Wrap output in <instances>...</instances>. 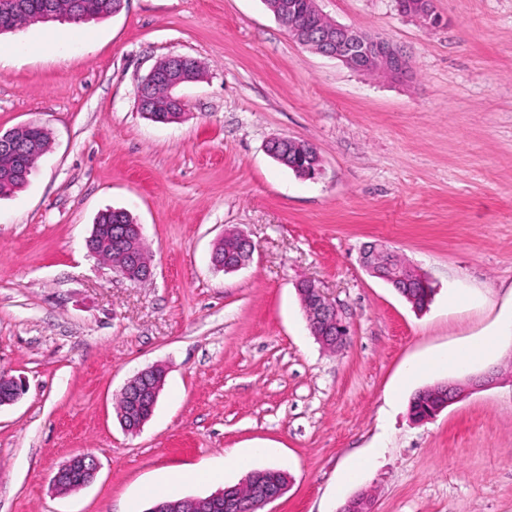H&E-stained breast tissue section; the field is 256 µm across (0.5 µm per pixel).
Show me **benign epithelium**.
Segmentation results:
<instances>
[{
	"label": "benign epithelium",
	"mask_w": 512,
	"mask_h": 512,
	"mask_svg": "<svg viewBox=\"0 0 512 512\" xmlns=\"http://www.w3.org/2000/svg\"><path fill=\"white\" fill-rule=\"evenodd\" d=\"M398 10L406 15L434 24L438 17L434 12V0H413L410 6H405L403 0H396ZM300 4L291 0L286 5H271L276 12L288 13V36L295 42L306 46L324 56L341 61L353 71L383 75L392 78L402 77L409 71L407 56L397 45L389 41L363 32L357 28L346 26L329 20L320 10H315L313 20L302 22L296 18ZM171 68L165 74L152 69L137 87V102L141 111L153 113L152 120L169 123L180 119L178 113L183 111V101L175 89L198 80L193 67L186 63L185 57L175 55L170 57ZM158 82L168 86V96L159 101L153 96V88ZM33 127L31 123L18 125L0 135V148L10 151L13 146L28 139L26 132ZM240 245L242 259L232 266L224 268L225 272H234L242 268L251 259L256 246L253 240L242 230L232 232ZM394 251L384 242L372 243L361 252L363 267L374 277H377L393 288L418 280L427 285L430 279L420 269L406 263L402 266L393 265ZM112 270L123 278L135 283L140 279H148L152 275L151 265L135 263L132 266L116 265ZM305 293L302 303L308 328L311 334L325 348L340 351L348 342V326L342 309L336 303L324 296L316 285L303 280L297 284ZM167 375L161 365H153L140 370L133 375L121 389L127 402L135 407L143 406L154 409L161 389L162 381ZM512 383V375L503 378L497 371L492 370L480 377L466 382H448L441 386L447 394L445 400L428 409L418 411L415 420L427 421L442 412L446 407L465 398L471 391L499 384L503 381ZM22 394L21 384L17 379L5 374L0 375V407L14 404ZM99 470L97 458L90 453H80L67 460L51 477L52 485L60 487L64 482L79 478L80 486L93 481ZM286 487L258 486L254 488L251 512H262V509L282 497Z\"/></svg>",
	"instance_id": "1"
}]
</instances>
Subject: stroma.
I'll return each instance as SVG.
<instances>
[{"label":"stroma","mask_w":512,"mask_h":512,"mask_svg":"<svg viewBox=\"0 0 512 512\" xmlns=\"http://www.w3.org/2000/svg\"><path fill=\"white\" fill-rule=\"evenodd\" d=\"M330 20L404 48L395 80L291 40L263 0H126L121 12L0 34V134L51 143L27 185L0 198V372L25 392L0 408V512H147L144 491L227 452L266 445L251 469L285 471L273 512H512V384L471 394L423 423L413 395L512 372V0H435L440 24L394 0H317ZM199 60L178 122L140 112L136 86L162 58ZM313 143L322 173L297 177L265 149ZM142 224L153 276L131 284L85 241L99 213ZM257 245L214 270L225 230ZM386 241L436 289L416 312L360 264ZM343 308L351 342L324 350L296 284ZM499 333L489 358L407 382V364ZM167 368L135 435L116 418L125 382ZM95 455L71 493L51 475ZM357 456L363 481L344 486ZM98 470L99 463L94 455L90 453L76 454L57 470L51 477V482L58 489L62 483L79 477L78 482L83 487L93 481Z\"/></svg>","instance_id":"35a3bbf8"}]
</instances>
